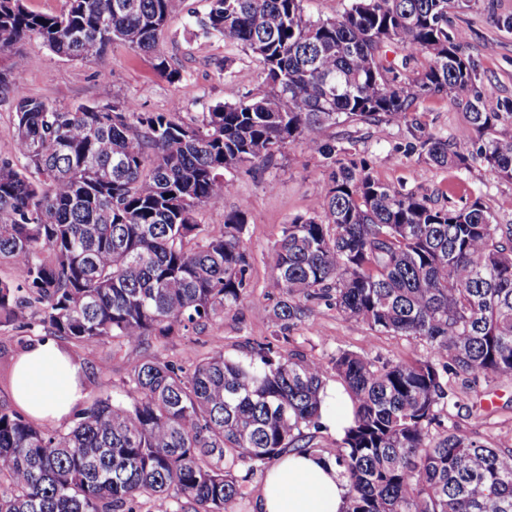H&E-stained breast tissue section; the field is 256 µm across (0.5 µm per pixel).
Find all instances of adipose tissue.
I'll return each instance as SVG.
<instances>
[{"label":"adipose tissue","instance_id":"ef3b65f1","mask_svg":"<svg viewBox=\"0 0 512 512\" xmlns=\"http://www.w3.org/2000/svg\"><path fill=\"white\" fill-rule=\"evenodd\" d=\"M14 401L30 416L56 426L85 398L79 367L51 340L22 352L14 368ZM346 488L328 458L291 451L266 472L255 512H341Z\"/></svg>","mask_w":512,"mask_h":512}]
</instances>
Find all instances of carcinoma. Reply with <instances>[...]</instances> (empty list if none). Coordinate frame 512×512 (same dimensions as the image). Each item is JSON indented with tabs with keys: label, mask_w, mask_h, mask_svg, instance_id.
Masks as SVG:
<instances>
[{
	"label": "carcinoma",
	"mask_w": 512,
	"mask_h": 512,
	"mask_svg": "<svg viewBox=\"0 0 512 512\" xmlns=\"http://www.w3.org/2000/svg\"><path fill=\"white\" fill-rule=\"evenodd\" d=\"M178 0H65L57 14L0 0V50L38 34L56 55L103 58L115 42L157 51ZM451 0H350L334 19L303 0H210L205 34L263 64L264 87L217 102L188 122L177 101L145 112L128 98L60 109L0 72L15 99L13 156L0 159V326L86 345L128 347L118 398L75 410L67 431L0 409V512H226L255 469L288 449L323 455L324 365L284 359L258 341L243 359L217 352L193 368L142 355L240 305L251 278L247 207L206 232L199 211L224 200L245 166L290 144L330 160L307 215L274 247L285 330L325 301L367 330L409 336L434 359L380 361L338 350L331 369L353 405L333 460L344 512H512V448L479 444L444 425L448 376L512 379V224L475 201L435 208L374 178L369 163L319 137L344 117L406 125L408 149L438 167L480 161L512 179V112L465 103L480 139L427 133L417 101L473 85L464 33H448ZM398 44L427 64L397 81L383 51ZM441 432L430 436L432 427Z\"/></svg>",
	"instance_id": "cac0c4a2"
}]
</instances>
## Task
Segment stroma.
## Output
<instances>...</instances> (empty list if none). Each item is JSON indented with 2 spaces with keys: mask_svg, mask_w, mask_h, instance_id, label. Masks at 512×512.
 <instances>
[{
  "mask_svg": "<svg viewBox=\"0 0 512 512\" xmlns=\"http://www.w3.org/2000/svg\"><path fill=\"white\" fill-rule=\"evenodd\" d=\"M210 0H181L159 36L157 55L136 53L114 43L96 63L69 60L54 54L38 36L20 44L25 58L13 71L12 51H0V71L13 72L25 92L60 108L104 104L114 98L135 99L142 110L165 112L174 100L184 108L181 119L206 111L217 102H234L256 90L262 65L237 46L207 36L193 23L204 16ZM449 31L464 30V52L476 70L474 95L489 112H512V0H470L468 7L448 12ZM166 57L180 73L172 80L156 66ZM225 62L232 77L216 69ZM418 117L427 131L448 139L466 131L465 107L460 99L436 94L421 99ZM320 135L341 142L366 157L379 181L426 196L436 206L463 207L480 201L499 224H512V180L492 175L480 163L454 170L429 165L408 151L412 136L407 126L342 121L323 127ZM325 160L302 147L286 146L274 165L260 171L241 170L232 180L222 204L201 210L198 221L214 234L224 227L226 214L247 205L243 240L252 256L250 286L241 304L219 313L212 321L183 336L153 343L149 355L192 367L215 352L242 357L253 341L272 336L269 312L278 291L273 286V247L286 224L307 213L329 177ZM282 356L303 355L329 362L337 350H350L380 359L429 357L424 344L398 334H368L359 323L345 320L325 303H312L287 340L279 342ZM67 351L88 372L87 395L118 396L129 366L116 343H67ZM451 399L447 424L469 439L512 448V379L448 378Z\"/></svg>",
  "mask_w": 512,
  "mask_h": 512,
  "instance_id": "35a3bbf8",
  "label": "stroma"
}]
</instances>
